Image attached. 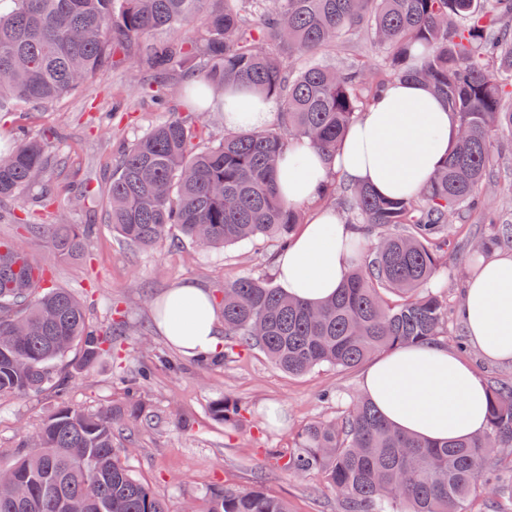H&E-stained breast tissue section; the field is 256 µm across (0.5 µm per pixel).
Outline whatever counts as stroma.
<instances>
[{"label":"stroma","mask_w":512,"mask_h":512,"mask_svg":"<svg viewBox=\"0 0 512 512\" xmlns=\"http://www.w3.org/2000/svg\"><path fill=\"white\" fill-rule=\"evenodd\" d=\"M166 118V113L153 111L129 65L118 64L78 95L23 114L19 123L0 121V145L5 147L17 142L21 125L32 132L58 130L59 154L66 164L55 182L54 210L64 222L96 227L79 261L54 258L43 237L24 235L10 217L0 220V239L15 240L45 263L54 284L74 293L95 325L104 329L122 320L129 327L127 335L114 340L118 358L102 359L79 374L70 401L97 411L123 399L120 374L169 358L177 370L157 369L141 389L155 417L126 445L124 460L170 512H184L210 488L224 485L261 487L286 501L290 512H343L320 474L277 471L268 452L291 447L296 432L311 422L341 416L362 394L363 367H323L293 376L256 348L231 354L218 364L203 363L172 347L154 324L156 302L178 282L197 281L217 298L225 281L236 277L276 283L280 243L213 249L172 237L143 250L127 244L104 221L118 143L133 141ZM220 396L248 407L246 429L212 418L209 404ZM273 405L282 410L283 422H266L263 412ZM55 407L48 393L0 397V468L12 465L21 434L40 427ZM182 417L190 419L191 430L179 427Z\"/></svg>","instance_id":"1"}]
</instances>
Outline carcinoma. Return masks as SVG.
<instances>
[{
  "label": "carcinoma",
  "instance_id": "carcinoma-1",
  "mask_svg": "<svg viewBox=\"0 0 512 512\" xmlns=\"http://www.w3.org/2000/svg\"><path fill=\"white\" fill-rule=\"evenodd\" d=\"M358 57L330 66L319 52L348 46ZM135 63L145 94L170 117L125 148L112 174L108 223L126 242L152 247L176 229L202 247L274 238L288 244L300 207L279 198L275 169L294 140L334 151L359 113L395 79L423 83L454 112L458 140L419 192L403 198L332 177L322 200L340 205L369 245L334 297L312 306L264 280L224 282V335L238 351L260 349L277 368L303 375L351 369L378 352L439 344L448 296L425 285L448 262L457 225L490 209L496 137L512 133V0H0V115L45 109L116 63ZM201 72L204 88L184 87ZM242 87L276 104V121L206 142L199 117L170 106L176 89L207 108V91ZM56 136L25 137L0 151V200L41 188L52 204ZM24 226L58 258H83L92 224ZM512 244V221L476 241L485 252ZM90 323L79 299L55 287L48 268L0 240V396L49 391L55 411L15 447L24 484L0 482V512H168L121 460L123 441L152 417L137 388L87 413L68 395L73 373L112 355V336ZM211 416L238 428L245 409L225 396ZM281 471L321 473L343 512H468L476 496L512 484V380L489 390L479 436L429 442L393 429L367 399L338 419L306 425L277 452ZM195 512H289L262 488L214 487Z\"/></svg>",
  "mask_w": 512,
  "mask_h": 512
}]
</instances>
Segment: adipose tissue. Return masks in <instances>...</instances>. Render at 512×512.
<instances>
[{
	"mask_svg": "<svg viewBox=\"0 0 512 512\" xmlns=\"http://www.w3.org/2000/svg\"><path fill=\"white\" fill-rule=\"evenodd\" d=\"M272 102L250 101L246 91L224 93V126L229 130L265 125ZM457 138L452 112L414 80L391 83L360 113L335 153L309 141L292 142L281 157L276 186L289 205L315 210L277 257L279 281L288 295L318 305L340 288L359 255L350 248L358 236L331 205L316 200L330 173L373 187L387 197L412 194L444 161ZM158 329L183 354L221 348V325L212 295L185 280L158 301ZM462 318L472 346L491 363H512V251L490 254L475 268L464 291ZM362 387L397 430L430 441L466 439L487 427V384L480 371L448 348H401L373 360Z\"/></svg>",
	"mask_w": 512,
	"mask_h": 512,
	"instance_id": "1",
	"label": "adipose tissue"
}]
</instances>
